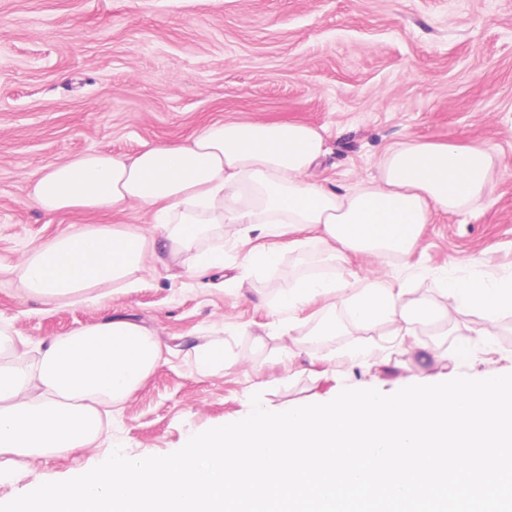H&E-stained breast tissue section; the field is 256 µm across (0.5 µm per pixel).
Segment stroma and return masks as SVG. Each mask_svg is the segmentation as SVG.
I'll list each match as a JSON object with an SVG mask.
<instances>
[{
  "label": "stroma",
  "mask_w": 512,
  "mask_h": 512,
  "mask_svg": "<svg viewBox=\"0 0 512 512\" xmlns=\"http://www.w3.org/2000/svg\"><path fill=\"white\" fill-rule=\"evenodd\" d=\"M297 120L325 129L320 178L368 180L392 144L456 142L495 159L490 197L425 225L410 269L353 259L360 283L388 274L414 301L432 300L438 269L512 276V0H0V323L15 341L110 318L158 336L162 361L103 415L98 446L31 459L0 481V503L102 463L110 449L141 459L244 414L252 395L279 411L325 403L345 388L393 393L464 375L512 373V313L484 333L472 315L406 340L392 326L353 330L337 309L336 335L314 337L321 305L296 332L276 311L281 288L325 255L284 252L278 267L231 281L239 268L201 278L153 264L136 287L80 304L21 297L15 267L29 250L74 226L150 228L140 208L120 215L46 214L28 201L40 170L107 151L132 155L182 143L212 121ZM219 341L224 367L199 374L192 347ZM469 343L474 358L455 363Z\"/></svg>",
  "instance_id": "1"
}]
</instances>
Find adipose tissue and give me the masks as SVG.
Instances as JSON below:
<instances>
[{
    "label": "adipose tissue",
    "instance_id": "adipose-tissue-1",
    "mask_svg": "<svg viewBox=\"0 0 512 512\" xmlns=\"http://www.w3.org/2000/svg\"><path fill=\"white\" fill-rule=\"evenodd\" d=\"M325 138L300 123L223 122L187 142L158 143L126 156L89 152L50 165L27 184L41 211L120 213L137 206L150 230L98 224L30 251L16 270L26 297L49 303L89 300L97 288H130L148 261H174L201 277L225 267L237 250L243 272L276 266L284 248L339 261L340 275H303L281 289L277 306L296 330L310 301L327 300L315 328L336 331V307L350 327L393 325L397 335L438 321L454 306L483 322L512 311V278H467L445 270L433 301L408 304V288L387 279L356 287L352 258L406 263L425 224L489 193L493 159L477 146L404 141L388 147L377 180L342 187L315 177ZM260 245H252V235ZM0 325V477L22 461L61 456L93 444L102 406L130 396L162 355L159 338L123 319L52 336L36 359Z\"/></svg>",
    "mask_w": 512,
    "mask_h": 512
}]
</instances>
